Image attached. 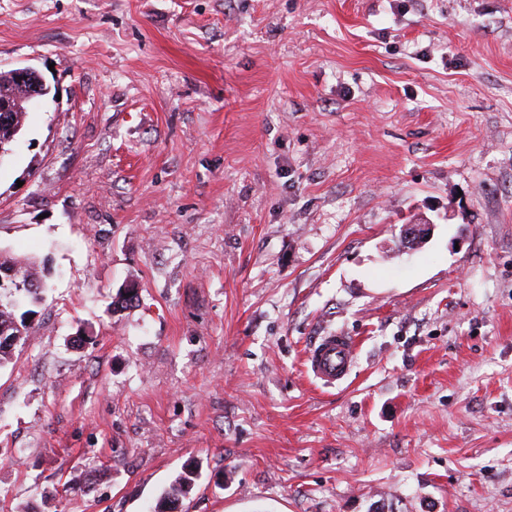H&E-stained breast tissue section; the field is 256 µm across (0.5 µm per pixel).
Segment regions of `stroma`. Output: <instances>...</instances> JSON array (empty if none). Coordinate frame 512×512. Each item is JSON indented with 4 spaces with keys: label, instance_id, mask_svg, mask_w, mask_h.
Wrapping results in <instances>:
<instances>
[{
    "label": "stroma",
    "instance_id": "obj_1",
    "mask_svg": "<svg viewBox=\"0 0 512 512\" xmlns=\"http://www.w3.org/2000/svg\"><path fill=\"white\" fill-rule=\"evenodd\" d=\"M23 66L0 512H512V0H0ZM37 300L36 291L33 292L27 288L24 282L10 288H0V366L11 359L14 340L17 339L23 345L29 339L31 332L24 327V321L28 315L38 313L29 305ZM13 318L19 320L25 336H3L1 341L2 329L7 330L8 333L20 332L13 326ZM356 349L354 336L345 333L320 336L307 351L306 372L324 387L340 384L351 372ZM195 481L196 477L193 471H187L177 477L164 497L165 503L168 505L178 503L181 498L190 493L195 485Z\"/></svg>",
    "mask_w": 512,
    "mask_h": 512
}]
</instances>
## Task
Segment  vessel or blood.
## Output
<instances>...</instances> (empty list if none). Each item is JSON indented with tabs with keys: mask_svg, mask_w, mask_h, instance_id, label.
Instances as JSON below:
<instances>
[{
	"mask_svg": "<svg viewBox=\"0 0 512 512\" xmlns=\"http://www.w3.org/2000/svg\"><path fill=\"white\" fill-rule=\"evenodd\" d=\"M357 349L355 337L331 333L320 337L307 351L305 368L319 384L332 387L350 374Z\"/></svg>",
	"mask_w": 512,
	"mask_h": 512,
	"instance_id": "b4317fda",
	"label": "vessel or blood"
}]
</instances>
